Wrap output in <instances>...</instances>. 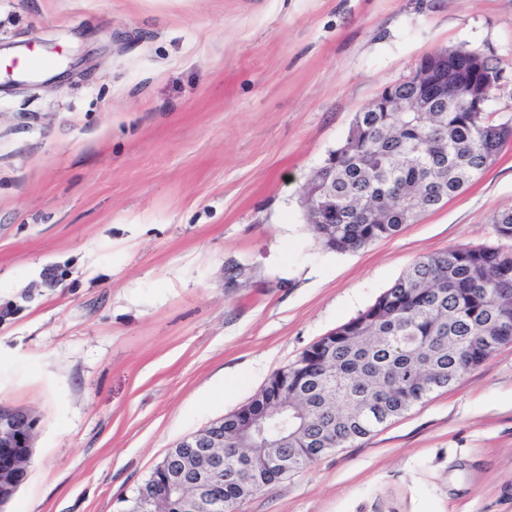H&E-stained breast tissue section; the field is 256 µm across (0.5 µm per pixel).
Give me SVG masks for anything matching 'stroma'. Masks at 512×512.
I'll use <instances>...</instances> for the list:
<instances>
[{
    "instance_id": "stroma-1",
    "label": "stroma",
    "mask_w": 512,
    "mask_h": 512,
    "mask_svg": "<svg viewBox=\"0 0 512 512\" xmlns=\"http://www.w3.org/2000/svg\"><path fill=\"white\" fill-rule=\"evenodd\" d=\"M477 51L512 124V0H0V512H121L183 437L423 256L493 245L512 145L396 236L325 249L303 186L425 56ZM242 512H512V343ZM34 425L28 413L0 406V505L28 475Z\"/></svg>"
}]
</instances>
